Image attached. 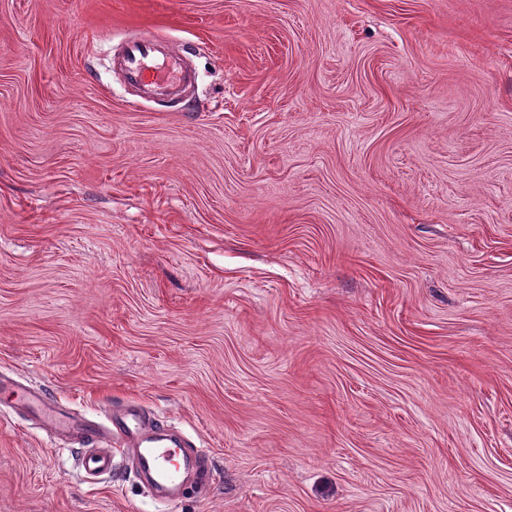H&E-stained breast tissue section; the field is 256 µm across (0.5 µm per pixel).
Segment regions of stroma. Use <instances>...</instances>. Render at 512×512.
<instances>
[{
  "label": "stroma",
  "instance_id": "stroma-1",
  "mask_svg": "<svg viewBox=\"0 0 512 512\" xmlns=\"http://www.w3.org/2000/svg\"><path fill=\"white\" fill-rule=\"evenodd\" d=\"M2 371L209 473L86 481L0 387V512H512V0H0ZM122 65L127 81L142 87L147 96L177 95L181 85L194 77L180 51L163 41L129 43Z\"/></svg>",
  "mask_w": 512,
  "mask_h": 512
}]
</instances>
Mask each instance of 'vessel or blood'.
Listing matches in <instances>:
<instances>
[{"label": "vessel or blood", "instance_id": "vessel-or-blood-1", "mask_svg": "<svg viewBox=\"0 0 512 512\" xmlns=\"http://www.w3.org/2000/svg\"><path fill=\"white\" fill-rule=\"evenodd\" d=\"M123 69L129 83L143 88L146 95H175L190 81L180 51L157 40L128 44ZM11 386L20 405L35 412L51 437L78 440L84 452L79 466L86 476L111 475L117 450H126L139 477L152 488L165 491L170 501L180 497L185 471L205 473L206 453L187 436L162 438L155 417L140 404L128 403L112 410L106 423L78 417L61 408L46 393L17 379L0 374V386Z\"/></svg>", "mask_w": 512, "mask_h": 512}]
</instances>
